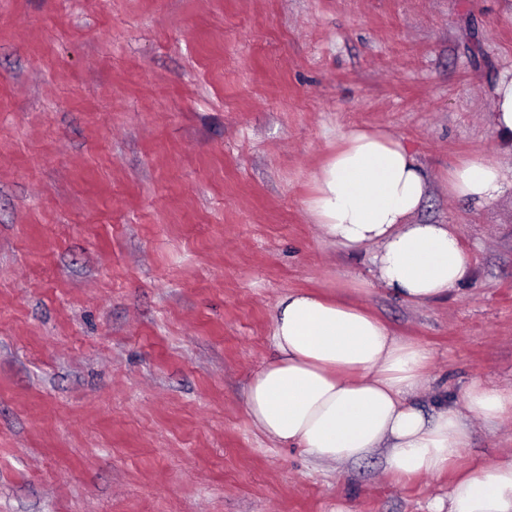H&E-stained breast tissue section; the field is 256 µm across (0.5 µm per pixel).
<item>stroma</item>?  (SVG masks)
Listing matches in <instances>:
<instances>
[{
  "mask_svg": "<svg viewBox=\"0 0 512 512\" xmlns=\"http://www.w3.org/2000/svg\"><path fill=\"white\" fill-rule=\"evenodd\" d=\"M512 67V0H0V512H430L451 474L334 471L252 426L274 308L371 277L310 221L349 128L401 137L419 215L471 269L414 307L425 411L512 384V200L448 194L504 160L484 113ZM512 428L475 424L463 465Z\"/></svg>",
  "mask_w": 512,
  "mask_h": 512,
  "instance_id": "1",
  "label": "stroma"
}]
</instances>
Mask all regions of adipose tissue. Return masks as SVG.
Returning a JSON list of instances; mask_svg holds the SVG:
<instances>
[{
	"mask_svg": "<svg viewBox=\"0 0 512 512\" xmlns=\"http://www.w3.org/2000/svg\"><path fill=\"white\" fill-rule=\"evenodd\" d=\"M485 120L512 138V71L489 93ZM307 211L331 241L373 254L376 284L414 306L445 296L469 275L455 230L417 219L432 180L417 155L383 129L354 127L312 175ZM512 187V163L472 160L448 176L450 196L482 206ZM274 355L245 392L267 439L343 468L381 454L396 480L452 473L435 512H512V452L492 468H458L473 425L512 422V386L471 383L458 403L426 413L417 398L432 360L360 301L297 290L274 313Z\"/></svg>",
	"mask_w": 512,
	"mask_h": 512,
	"instance_id": "ef3b65f1",
	"label": "adipose tissue"
}]
</instances>
